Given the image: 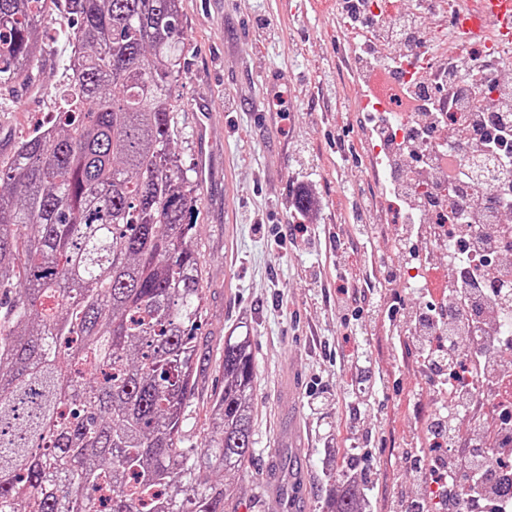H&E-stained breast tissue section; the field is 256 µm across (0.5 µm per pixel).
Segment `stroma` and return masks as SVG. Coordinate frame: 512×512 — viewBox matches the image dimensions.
Listing matches in <instances>:
<instances>
[{"instance_id": "obj_1", "label": "stroma", "mask_w": 512, "mask_h": 512, "mask_svg": "<svg viewBox=\"0 0 512 512\" xmlns=\"http://www.w3.org/2000/svg\"><path fill=\"white\" fill-rule=\"evenodd\" d=\"M188 45L175 93L177 152L197 168L210 158L188 237L204 271L206 313L198 332L197 385L183 423L185 444L208 438L211 396L223 384L224 338L249 334L256 378L253 458L234 475L237 512H292L273 503L268 465L302 468L303 512H324L334 476L347 469L355 447L372 478L368 512H389L400 496L419 494L405 458L422 447L419 428L443 402L417 373L411 324L424 308L402 280H374L375 293L395 306L394 317L371 316L351 333L336 289L365 277L370 256L400 267L393 247L394 213L356 238L352 212L364 201L386 206L382 165L371 164L365 143L361 94L377 91L382 77L358 71V42L347 32L339 0H182ZM266 18L270 28L257 26ZM72 17L57 5L42 21L46 39L28 85L0 95V163L50 121L60 107L62 65L70 45L59 39ZM286 68L290 83L266 82L260 68ZM293 108L275 125L258 124L254 103L276 99ZM313 204L307 234L290 233L298 195ZM255 212L262 225L242 223ZM343 248L330 245L333 236ZM373 391L354 397L356 362ZM294 366L303 386L297 413L307 446L283 447L280 382Z\"/></svg>"}]
</instances>
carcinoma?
<instances>
[{
	"instance_id": "obj_1",
	"label": "carcinoma",
	"mask_w": 512,
	"mask_h": 512,
	"mask_svg": "<svg viewBox=\"0 0 512 512\" xmlns=\"http://www.w3.org/2000/svg\"><path fill=\"white\" fill-rule=\"evenodd\" d=\"M56 0H0V88ZM56 123L0 168V512H229L254 445L249 336L224 338L211 436L184 447L203 271L175 149L181 0H65ZM363 474L327 512H364Z\"/></svg>"
}]
</instances>
